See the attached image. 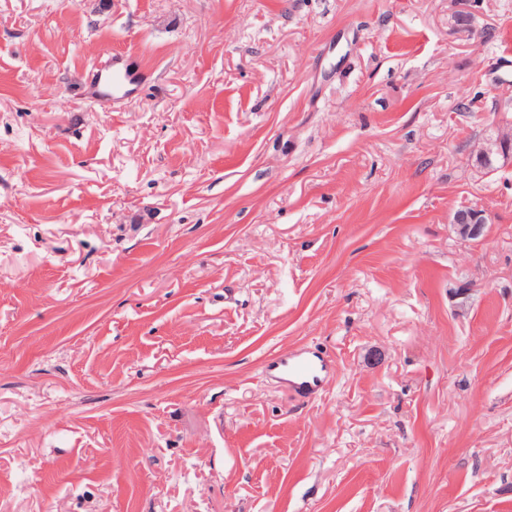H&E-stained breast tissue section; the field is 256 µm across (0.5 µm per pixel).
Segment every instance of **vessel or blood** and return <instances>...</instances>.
<instances>
[{
    "mask_svg": "<svg viewBox=\"0 0 512 512\" xmlns=\"http://www.w3.org/2000/svg\"><path fill=\"white\" fill-rule=\"evenodd\" d=\"M270 374L289 390L295 398L311 399L322 390L333 362L317 352L301 347L288 354L268 358L264 364Z\"/></svg>",
    "mask_w": 512,
    "mask_h": 512,
    "instance_id": "vessel-or-blood-1",
    "label": "vessel or blood"
}]
</instances>
